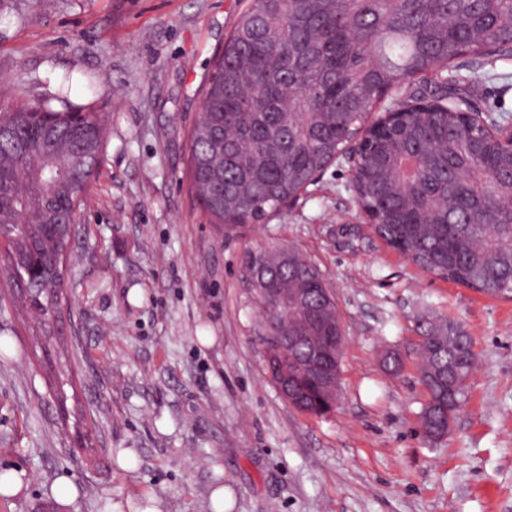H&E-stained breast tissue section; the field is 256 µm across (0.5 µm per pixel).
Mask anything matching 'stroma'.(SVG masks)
I'll return each instance as SVG.
<instances>
[{
  "instance_id": "obj_1",
  "label": "stroma",
  "mask_w": 512,
  "mask_h": 512,
  "mask_svg": "<svg viewBox=\"0 0 512 512\" xmlns=\"http://www.w3.org/2000/svg\"><path fill=\"white\" fill-rule=\"evenodd\" d=\"M248 0H0V107L55 93L107 121L101 164L69 248L75 285L56 346L95 429L86 453L39 365L38 317L0 297V470L25 495L0 512H55L44 487L69 474L70 512L152 490L166 512H512V299L408 262L378 237L331 164L265 224L209 223L187 179L198 88ZM472 109L512 115V59L473 62ZM292 246L331 288L345 336L325 416L267 378L249 253ZM452 321L478 369L446 441L420 429L423 327ZM399 354L398 369L382 357Z\"/></svg>"
}]
</instances>
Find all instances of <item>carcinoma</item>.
<instances>
[{"label":"carcinoma","mask_w":512,"mask_h":512,"mask_svg":"<svg viewBox=\"0 0 512 512\" xmlns=\"http://www.w3.org/2000/svg\"><path fill=\"white\" fill-rule=\"evenodd\" d=\"M512 57V0H249L211 74L190 133L191 190L214 224H263L356 144L351 191L375 232L418 268L477 292L512 293L509 122H464L447 73ZM394 93L386 123L370 114ZM0 260L31 288L40 335L56 336L70 281L61 224L76 223L100 165L105 125L64 90L0 108ZM320 272L293 248L266 280L303 288ZM422 425L445 424L476 356L444 323L428 328ZM66 397L71 366L44 364Z\"/></svg>","instance_id":"carcinoma-1"}]
</instances>
